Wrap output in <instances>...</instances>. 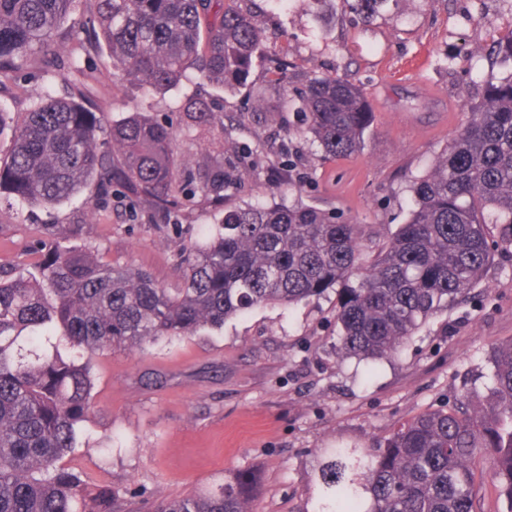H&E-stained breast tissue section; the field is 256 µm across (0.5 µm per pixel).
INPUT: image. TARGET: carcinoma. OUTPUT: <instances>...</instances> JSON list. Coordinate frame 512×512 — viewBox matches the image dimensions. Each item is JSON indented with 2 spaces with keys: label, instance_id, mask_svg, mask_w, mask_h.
Instances as JSON below:
<instances>
[{
  "label": "carcinoma",
  "instance_id": "carcinoma-1",
  "mask_svg": "<svg viewBox=\"0 0 512 512\" xmlns=\"http://www.w3.org/2000/svg\"><path fill=\"white\" fill-rule=\"evenodd\" d=\"M80 0H0V76L41 63ZM113 77L162 90L182 80L224 91L248 76L261 39L225 0H90ZM385 0H343L366 17ZM0 162V204L54 208L93 185L129 200L150 224H169L201 195L224 201L236 183L209 155L192 192L177 177V131L139 112L111 122L86 88L63 97L27 89ZM304 135L324 155L359 151L371 121L360 86L313 76L301 99ZM190 127L211 119L205 101L184 107ZM414 207L395 237L371 251L362 226L301 203L224 211L220 230L181 261V286L145 270L114 268L91 251L42 240L29 269L0 267V512H116L112 489L93 486L64 458L95 412L93 359L190 337L254 308L338 292L336 352L361 360L396 354L480 281L493 248L512 244V78L486 86L469 124L410 187ZM499 240L490 242L491 229ZM489 381L449 409L397 424L378 448H334L315 471L313 512H477V461L512 512V341L489 355ZM239 473L182 498L152 496V512H253Z\"/></svg>",
  "mask_w": 512,
  "mask_h": 512
}]
</instances>
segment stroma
<instances>
[{
  "label": "stroma",
  "instance_id": "35a3bbf8",
  "mask_svg": "<svg viewBox=\"0 0 512 512\" xmlns=\"http://www.w3.org/2000/svg\"><path fill=\"white\" fill-rule=\"evenodd\" d=\"M263 31L262 57L232 92L199 82L154 91L114 81L109 52L74 57L69 66L35 70L62 93L81 80L95 107L119 120L132 112L177 115L190 98L208 99L210 123L186 129L178 169L197 155L235 164L236 188L217 209L197 199L181 231L145 224L121 198L93 203V189L49 212L0 205V264L38 260L47 224L58 245L90 246L112 265L134 264L166 288L181 285L183 248L215 234L230 207L305 204L361 224L368 245L388 241L412 207L409 186L425 174L471 119L488 83L512 77V58L472 56L512 19V0H385L363 21L340 0H244ZM286 57V88L273 82L267 59ZM315 75L359 84L372 117L359 152L324 156L300 138L298 91ZM23 81L0 85V157L18 112L30 101ZM264 108L253 111L254 96ZM233 140L238 154L224 152ZM260 164H251V150ZM82 227L71 237L69 225ZM336 294L293 306L261 307L222 329L163 339L132 352L98 355L95 415L67 462L111 487L128 512H149L148 497L193 493L239 472L254 480L256 512H312L314 471L323 449L376 447L399 422L455 404L489 372L496 345L512 341V248L498 250L468 298L422 328L397 355L379 361L340 358L334 348ZM140 497H130V489Z\"/></svg>",
  "mask_w": 512,
  "mask_h": 512
}]
</instances>
